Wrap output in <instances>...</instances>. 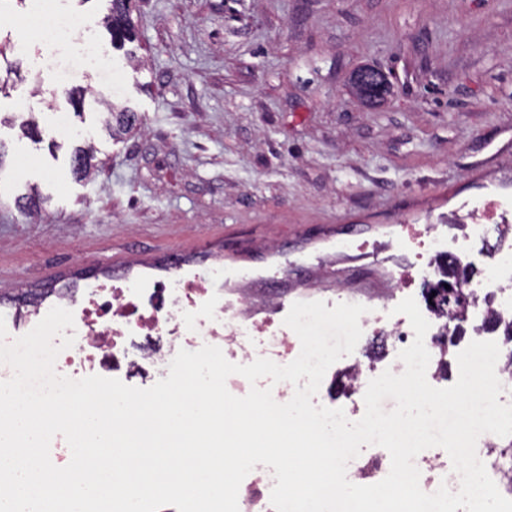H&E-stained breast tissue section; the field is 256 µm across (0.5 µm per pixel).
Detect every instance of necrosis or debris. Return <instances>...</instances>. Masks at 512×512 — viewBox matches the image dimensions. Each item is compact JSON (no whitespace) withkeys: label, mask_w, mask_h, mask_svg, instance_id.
<instances>
[{"label":"necrosis or debris","mask_w":512,"mask_h":512,"mask_svg":"<svg viewBox=\"0 0 512 512\" xmlns=\"http://www.w3.org/2000/svg\"><path fill=\"white\" fill-rule=\"evenodd\" d=\"M30 19L48 44L67 41L81 24L80 18L55 10L52 0H39ZM458 220L465 226L464 237L445 240L434 226L424 234L408 229L407 237H427L431 249L462 259L469 253V241L483 240L486 225L500 226L497 245L489 252L481 278L467 283L465 290L473 298L483 293L500 296L494 311L502 320L512 321V232L504 228V208L491 199L483 206L466 209ZM55 304L72 311L75 335L74 345L59 353L55 370L74 379L89 375L107 378L124 366L146 367L164 375L179 349L199 341L219 347L225 356L250 360L255 356L253 337L268 331L267 320L255 318L245 301L226 304L223 294L202 278L170 285L158 281L150 288H124L106 280L83 293L81 299L61 297ZM386 335L391 348L384 366L346 365L354 390L366 391L369 381L383 370L403 372L398 354L414 333L394 321ZM274 484L272 470L256 465L240 485L239 512H274L270 502Z\"/></svg>","instance_id":"4bbe7bcc"}]
</instances>
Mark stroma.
I'll return each mask as SVG.
<instances>
[{
	"instance_id": "obj_1",
	"label": "stroma",
	"mask_w": 512,
	"mask_h": 512,
	"mask_svg": "<svg viewBox=\"0 0 512 512\" xmlns=\"http://www.w3.org/2000/svg\"><path fill=\"white\" fill-rule=\"evenodd\" d=\"M54 6L85 22L56 65L93 49L110 69L46 79L26 0H0V295L120 278V256L164 280L218 263L225 299L248 270L251 309L280 323L276 296L389 297L403 225L452 236L490 197L512 212V0H139L119 50L109 0ZM361 67L393 85L376 106L352 90ZM112 103L138 116L117 140ZM33 193L35 217L15 204Z\"/></svg>"
}]
</instances>
